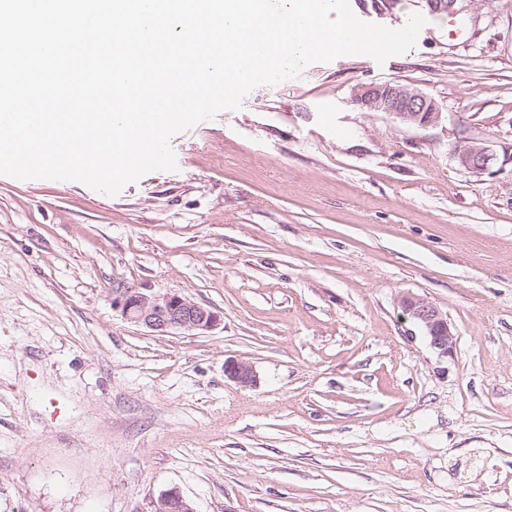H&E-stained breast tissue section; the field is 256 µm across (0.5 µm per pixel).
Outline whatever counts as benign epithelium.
Returning <instances> with one entry per match:
<instances>
[{"label": "benign epithelium", "mask_w": 512, "mask_h": 512, "mask_svg": "<svg viewBox=\"0 0 512 512\" xmlns=\"http://www.w3.org/2000/svg\"><path fill=\"white\" fill-rule=\"evenodd\" d=\"M352 102L368 112H383L396 122L418 128L441 123L443 112L434 99L421 91L396 82L361 85L353 91ZM459 164L472 173L489 168L492 155L476 142L456 146ZM405 319L422 328L430 348L440 358L453 356L456 339L446 314L428 300L416 295H403L399 300ZM112 308L126 321L149 329L159 335L197 330H211L220 323V316L178 292L152 293L141 288H129L119 283L112 288ZM227 377L242 385L256 381L250 363L229 360L225 363ZM154 512H195L187 499L177 490L163 492L157 499Z\"/></svg>", "instance_id": "obj_1"}]
</instances>
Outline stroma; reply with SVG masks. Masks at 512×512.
<instances>
[{"instance_id": "stroma-1", "label": "stroma", "mask_w": 512, "mask_h": 512, "mask_svg": "<svg viewBox=\"0 0 512 512\" xmlns=\"http://www.w3.org/2000/svg\"><path fill=\"white\" fill-rule=\"evenodd\" d=\"M460 19L468 40L431 13L384 63L255 87L118 195L0 175V512H153L172 488L196 512H512V0ZM390 81L442 122L352 103ZM119 283L222 322L133 326ZM459 164L472 173H483L489 168L493 159L487 149L476 142H465L456 146ZM405 320L422 328L430 348L440 358L452 357L456 339L446 314L428 300L416 295H403L399 300ZM227 377L242 386L253 385L256 381L253 368L250 363L242 360H228L224 366Z\"/></svg>"}]
</instances>
